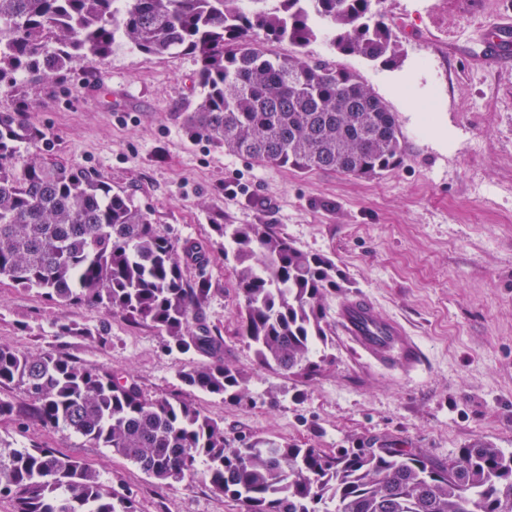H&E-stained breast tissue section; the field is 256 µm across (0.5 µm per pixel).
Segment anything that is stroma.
Segmentation results:
<instances>
[{
  "instance_id": "obj_1",
  "label": "stroma",
  "mask_w": 512,
  "mask_h": 512,
  "mask_svg": "<svg viewBox=\"0 0 512 512\" xmlns=\"http://www.w3.org/2000/svg\"><path fill=\"white\" fill-rule=\"evenodd\" d=\"M396 31L402 62L381 69L353 58L358 73L394 111L402 163L376 178L299 173L260 165L187 136L183 115L201 94L193 56H147L126 46L78 64L61 79L22 76L0 88V111L39 99L31 123L49 156L98 173L170 236L200 240L210 294L202 313L224 338V359L248 377L235 404L181 380L201 355L169 351L145 322L84 305L64 308L36 291L0 285V345L133 378L149 398L179 392L224 423L229 440L256 435L302 448H353L383 436L399 448L447 458L476 442L512 452V60L488 65L468 41L512 0H373ZM215 224H274L302 250L332 258L349 295H365L403 321L422 350L419 368L391 372L355 358L333 334V358L313 380L257 365L239 332L241 299ZM108 340L59 336L57 321ZM0 444L55 448L89 464L112 486L130 488L138 512H242L204 479L159 484L136 465L84 438L37 422L0 419Z\"/></svg>"
}]
</instances>
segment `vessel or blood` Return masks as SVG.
I'll list each match as a JSON object with an SVG mask.
<instances>
[{
    "instance_id": "vessel-or-blood-1",
    "label": "vessel or blood",
    "mask_w": 512,
    "mask_h": 512,
    "mask_svg": "<svg viewBox=\"0 0 512 512\" xmlns=\"http://www.w3.org/2000/svg\"><path fill=\"white\" fill-rule=\"evenodd\" d=\"M512 56V17H502L483 33L479 57L488 63ZM336 324L349 347L369 361L390 366L403 373L413 372L420 363V350L402 322L383 318L373 301L356 296L343 301L336 310Z\"/></svg>"
}]
</instances>
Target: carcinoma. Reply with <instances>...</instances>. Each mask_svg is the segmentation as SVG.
I'll return each mask as SVG.
<instances>
[{"label":"carcinoma","mask_w":512,"mask_h":512,"mask_svg":"<svg viewBox=\"0 0 512 512\" xmlns=\"http://www.w3.org/2000/svg\"><path fill=\"white\" fill-rule=\"evenodd\" d=\"M0 0V87L17 77L67 74L118 41L154 57L192 55L201 95L186 113L187 135L257 163L298 171L379 176L404 157L394 112L358 74L302 49L322 40L332 53L381 68L401 61L393 28L372 0ZM263 33L262 42L253 39ZM299 48L282 56L272 46ZM0 111V280L36 289L59 306L86 304L146 321L170 350L209 362L182 381L237 404L244 374L224 362V338L200 309L208 281L199 243L160 231L127 191L99 174L21 145L42 131L30 104ZM230 237L239 293L240 335L257 363L311 380L331 358L325 304L343 292L330 257L301 250L273 224H215ZM18 384L30 401L0 400V417L37 421L110 448L172 486L201 475L244 512H512V453L475 443L448 459L390 448L377 437L357 448H300L254 436L224 438V422L177 394L146 398L109 369L58 354L0 346V386ZM13 512H137L129 492L100 481L54 448H0V499Z\"/></svg>","instance_id":"obj_1"}]
</instances>
